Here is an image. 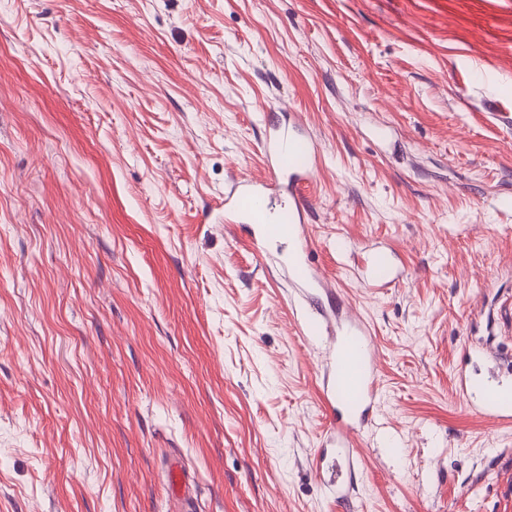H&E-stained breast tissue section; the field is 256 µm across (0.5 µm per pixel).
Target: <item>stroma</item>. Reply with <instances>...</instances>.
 <instances>
[{
	"label": "stroma",
	"mask_w": 512,
	"mask_h": 512,
	"mask_svg": "<svg viewBox=\"0 0 512 512\" xmlns=\"http://www.w3.org/2000/svg\"><path fill=\"white\" fill-rule=\"evenodd\" d=\"M282 109L318 147L328 294L224 221ZM510 199L512 0H0V512H512V424L458 391L512 389L479 356L512 353ZM341 307L397 452L318 469L297 321Z\"/></svg>",
	"instance_id": "1"
}]
</instances>
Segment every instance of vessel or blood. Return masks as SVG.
I'll return each mask as SVG.
<instances>
[{
    "label": "vessel or blood",
    "mask_w": 512,
    "mask_h": 512,
    "mask_svg": "<svg viewBox=\"0 0 512 512\" xmlns=\"http://www.w3.org/2000/svg\"><path fill=\"white\" fill-rule=\"evenodd\" d=\"M264 153L267 176L242 177L231 183L224 194V221L246 225L255 246L288 243V266L299 288H322L301 229L306 216L301 192L314 178L316 146L298 123L283 125L273 120L268 124ZM302 331L308 341L328 343L332 380L324 396L328 428L339 445L351 446L353 438L368 429L384 431L374 412L380 385L365 324L346 319L332 330L317 312L305 320ZM459 394L465 402L475 403L483 416L512 423V394L507 389L490 385L477 392L463 382Z\"/></svg>",
    "instance_id": "b4317fda"
}]
</instances>
